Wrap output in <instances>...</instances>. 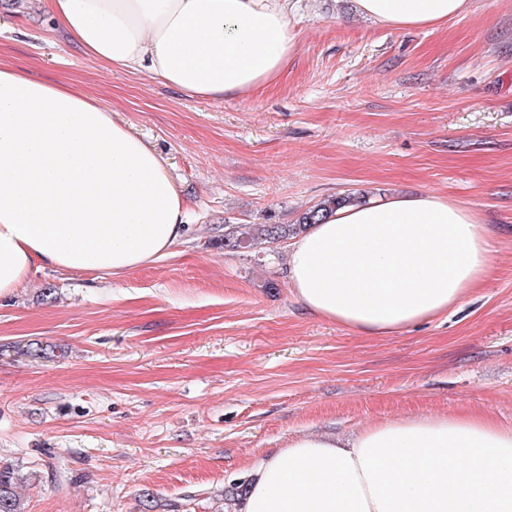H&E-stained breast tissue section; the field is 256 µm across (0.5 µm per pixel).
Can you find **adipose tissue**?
I'll use <instances>...</instances> for the list:
<instances>
[{
	"instance_id": "adipose-tissue-1",
	"label": "adipose tissue",
	"mask_w": 512,
	"mask_h": 512,
	"mask_svg": "<svg viewBox=\"0 0 512 512\" xmlns=\"http://www.w3.org/2000/svg\"><path fill=\"white\" fill-rule=\"evenodd\" d=\"M299 0H36L86 54L186 95L240 96L297 49ZM392 27H437L469 0H352ZM184 200L165 160L72 86L0 64V296L35 263L119 275L168 254ZM486 225L431 194L348 205L289 243L311 313L391 336L454 309L489 277ZM235 512H512V426L475 412L405 416L343 440L308 432L254 466Z\"/></svg>"
}]
</instances>
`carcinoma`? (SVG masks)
I'll return each instance as SVG.
<instances>
[{"label":"carcinoma","instance_id":"1","mask_svg":"<svg viewBox=\"0 0 512 512\" xmlns=\"http://www.w3.org/2000/svg\"><path fill=\"white\" fill-rule=\"evenodd\" d=\"M362 201V196L350 192L331 196L305 210L296 224H226L224 225V249L228 251L250 250L258 241L279 244L324 219L338 206ZM21 477L14 468L0 467V512H23L21 498L16 492Z\"/></svg>","mask_w":512,"mask_h":512}]
</instances>
